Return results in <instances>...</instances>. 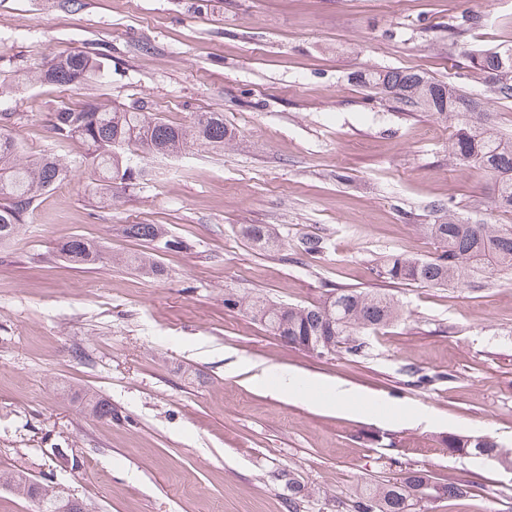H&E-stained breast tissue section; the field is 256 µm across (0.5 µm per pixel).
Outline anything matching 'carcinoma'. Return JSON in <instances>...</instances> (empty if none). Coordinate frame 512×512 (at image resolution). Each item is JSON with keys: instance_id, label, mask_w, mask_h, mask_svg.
<instances>
[{"instance_id": "1", "label": "carcinoma", "mask_w": 512, "mask_h": 512, "mask_svg": "<svg viewBox=\"0 0 512 512\" xmlns=\"http://www.w3.org/2000/svg\"><path fill=\"white\" fill-rule=\"evenodd\" d=\"M108 54L102 49L73 51L59 55L48 68L28 72L23 83L51 82L75 86L101 78ZM356 82L401 104L410 111L429 112L438 120L451 119L456 133L449 150L462 165L477 167L495 179L498 207L512 212V134L476 125L472 114L479 102L464 87L437 80L411 69H367L353 73ZM465 78L487 87L497 98L512 100V47L475 50L468 54ZM52 130L63 144L83 149L81 166L96 181L100 195H112V185H133L146 179L148 171L138 159L170 156L194 144L221 147L233 139L220 112H203L191 125L175 124L135 107H114L88 103L64 106L53 113ZM70 167L56 154L24 157L9 134L0 133V245L14 241L26 215L47 192L64 182ZM419 230L435 244L434 256L412 259L391 254L380 264L378 276L399 285L420 287L470 286L469 277L481 273L512 272V225L464 224L447 208L434 211L430 224ZM239 235L254 247L278 251L283 246L278 231L268 224H241ZM123 234L168 250L181 249L180 239L166 236L157 224H126ZM57 252L68 264L83 268L102 257L99 245L76 235L58 243ZM126 263L142 274L163 278L166 270L150 255H131ZM224 304L239 306L254 321L288 343L306 345L330 355L345 352L359 357L364 352V333L383 328L401 317V308L384 292L334 289L316 304H283L257 296L246 300L235 293L225 294ZM86 408L100 420H112V405L94 395H85ZM402 455L444 456L464 453L512 470V448L489 436L450 433L437 439L400 438L393 443ZM433 480L429 471L406 467L384 481L365 485L345 504L346 512H416L427 500ZM0 486L28 499L39 497L44 512H55L58 504L48 496L50 485L34 481L24 471L0 470ZM436 499L450 500L468 493V485L458 481H437Z\"/></svg>"}]
</instances>
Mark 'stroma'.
Wrapping results in <instances>:
<instances>
[{"label":"stroma","instance_id":"35a3bbf8","mask_svg":"<svg viewBox=\"0 0 512 512\" xmlns=\"http://www.w3.org/2000/svg\"><path fill=\"white\" fill-rule=\"evenodd\" d=\"M478 25L462 28L463 16ZM512 45V0H0V129L23 155L60 153L64 186L38 200L0 247V467L65 487L93 512H343L363 483L396 473L400 436L451 432L512 442V273L467 288L384 284L380 259H423L419 225L450 208L512 224L484 172L448 152L453 127L351 81L410 68L459 81L466 50ZM109 51L100 80L15 86L62 52ZM137 106L173 123L220 112L235 140L150 158V181L100 206L77 147H58L64 105ZM126 224L184 241L155 255L164 279L113 263L139 250ZM241 224L276 225L278 252L251 249ZM103 245L68 266L61 239ZM319 237L316 257L297 244ZM385 289L402 318L362 356L291 348L224 295L314 304L333 288ZM269 369L340 383L361 397L326 406L253 379ZM112 404L101 421L85 391ZM430 409V424L395 415ZM467 496L422 512H512V474L453 455L418 457ZM308 497L293 499L289 480Z\"/></svg>","mask_w":512,"mask_h":512}]
</instances>
